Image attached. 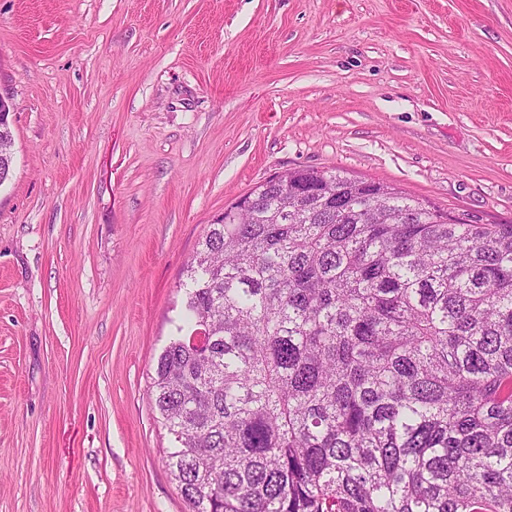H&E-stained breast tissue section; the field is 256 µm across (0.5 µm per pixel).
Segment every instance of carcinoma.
I'll use <instances>...</instances> for the list:
<instances>
[{
    "label": "carcinoma",
    "instance_id": "cac0c4a2",
    "mask_svg": "<svg viewBox=\"0 0 512 512\" xmlns=\"http://www.w3.org/2000/svg\"><path fill=\"white\" fill-rule=\"evenodd\" d=\"M293 179L289 208L272 177L227 207L179 285L151 393L189 512H512V223Z\"/></svg>",
    "mask_w": 512,
    "mask_h": 512
}]
</instances>
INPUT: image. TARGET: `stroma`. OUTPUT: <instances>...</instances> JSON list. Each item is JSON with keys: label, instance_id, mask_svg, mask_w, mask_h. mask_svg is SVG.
Instances as JSON below:
<instances>
[{"label": "stroma", "instance_id": "35a3bbf8", "mask_svg": "<svg viewBox=\"0 0 512 512\" xmlns=\"http://www.w3.org/2000/svg\"><path fill=\"white\" fill-rule=\"evenodd\" d=\"M0 512H188L150 393L275 173L512 222V0H0Z\"/></svg>", "mask_w": 512, "mask_h": 512}]
</instances>
